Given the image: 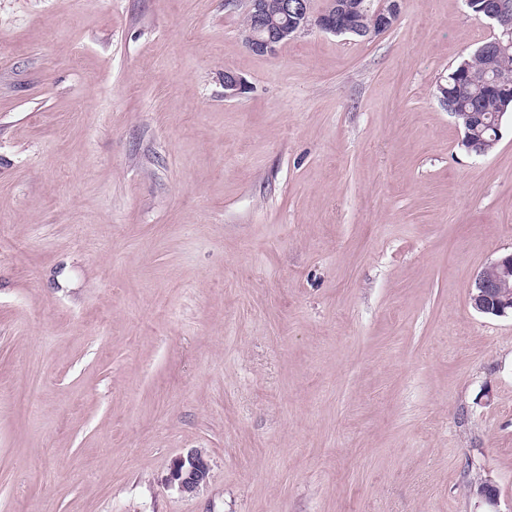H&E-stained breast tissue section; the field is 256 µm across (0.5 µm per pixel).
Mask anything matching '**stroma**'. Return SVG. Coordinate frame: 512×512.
I'll list each match as a JSON object with an SVG mask.
<instances>
[{
    "label": "stroma",
    "mask_w": 512,
    "mask_h": 512,
    "mask_svg": "<svg viewBox=\"0 0 512 512\" xmlns=\"http://www.w3.org/2000/svg\"><path fill=\"white\" fill-rule=\"evenodd\" d=\"M246 8L0 0V512H512V319L469 305L512 123L471 155L438 92L496 27L263 55ZM208 476V461L201 452L194 450L175 460L169 480L183 493L194 494L207 482Z\"/></svg>",
    "instance_id": "stroma-1"
}]
</instances>
